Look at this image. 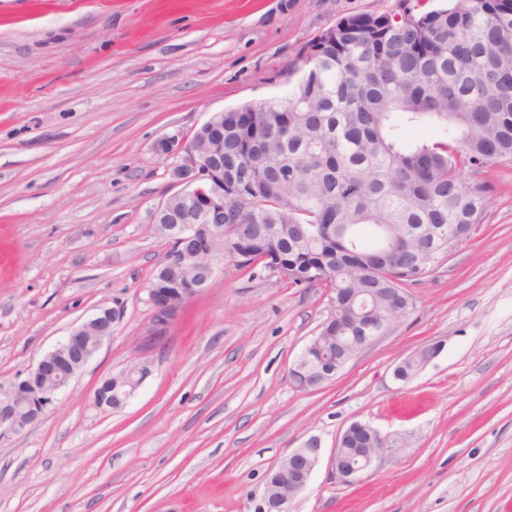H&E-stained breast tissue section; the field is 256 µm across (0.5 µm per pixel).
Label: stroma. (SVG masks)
<instances>
[{
  "instance_id": "obj_1",
  "label": "stroma",
  "mask_w": 512,
  "mask_h": 512,
  "mask_svg": "<svg viewBox=\"0 0 512 512\" xmlns=\"http://www.w3.org/2000/svg\"><path fill=\"white\" fill-rule=\"evenodd\" d=\"M399 0H0V381L99 307L110 340L0 440V512H255L269 470L352 422L391 452L353 486L319 465L289 512H512V165L469 242L408 286L412 307L323 387L289 369L328 293L217 262L120 410L94 404L136 359L165 251L154 213L177 159L159 142L210 113L287 97L299 48ZM441 353L408 382L396 364Z\"/></svg>"
}]
</instances>
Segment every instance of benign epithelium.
I'll use <instances>...</instances> for the list:
<instances>
[{
  "label": "benign epithelium",
  "instance_id": "7a95c632",
  "mask_svg": "<svg viewBox=\"0 0 512 512\" xmlns=\"http://www.w3.org/2000/svg\"><path fill=\"white\" fill-rule=\"evenodd\" d=\"M222 115L221 111L213 112L191 133L173 135L158 144L161 151L177 158L171 171L172 185L178 188L174 195L188 206L186 224L174 227L176 240L182 244L194 242L201 253L207 251L208 242H196L200 225L234 224L237 218V212L224 211V166L215 165L211 155L202 154L197 149V142L208 139ZM214 270V259L211 258L207 268L200 271L203 279L187 280L175 293L161 292L155 281L149 282L147 296L152 305V320L147 340L134 363L105 379L97 389L95 402L99 409L111 410L113 405L121 406L134 395L151 370L154 342L166 333L181 304L203 290ZM118 319L116 309L100 307L91 318L75 327L62 343L45 354L35 367L0 385V439L25 430L54 405L58 393L69 385L104 341L112 337V327ZM389 328L386 324L372 335L362 337L356 347L321 359L313 369V383L321 387L332 381L358 352ZM363 431L374 435V441L361 454L360 461L353 463L347 456V445L353 435ZM388 450L386 437L367 424L353 422L339 435L336 448L329 457V470L338 484L353 485ZM321 458L322 448L315 437L288 453L271 470L277 475L280 486L288 488V492L274 497L271 485H266L256 512H288V504L305 489Z\"/></svg>",
  "mask_w": 512,
  "mask_h": 512
}]
</instances>
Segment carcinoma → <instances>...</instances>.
Masks as SVG:
<instances>
[{
	"mask_svg": "<svg viewBox=\"0 0 512 512\" xmlns=\"http://www.w3.org/2000/svg\"><path fill=\"white\" fill-rule=\"evenodd\" d=\"M285 101L224 110L213 132L224 194L241 219L223 250L262 257L334 292V336L394 319L393 293L432 272L448 242L471 239L490 204L485 175L512 162V0H448L340 18L296 53ZM441 129L435 138L415 132ZM249 169L240 192L234 175ZM178 207L156 219L168 237ZM376 295L365 315L348 304Z\"/></svg>",
	"mask_w": 512,
	"mask_h": 512,
	"instance_id": "1",
	"label": "carcinoma"
}]
</instances>
